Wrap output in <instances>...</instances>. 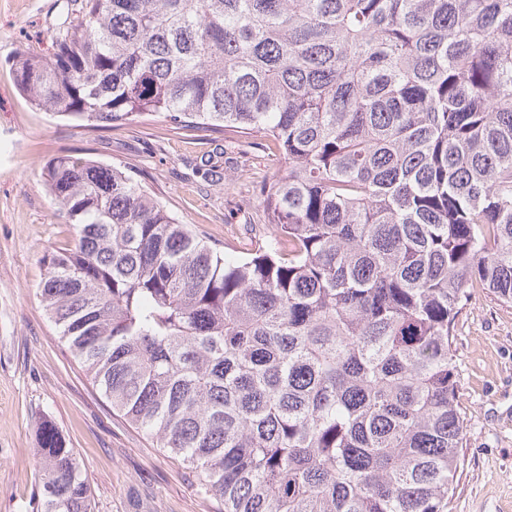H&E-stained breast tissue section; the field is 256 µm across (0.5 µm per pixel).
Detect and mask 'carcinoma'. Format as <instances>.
I'll use <instances>...</instances> for the list:
<instances>
[{
    "mask_svg": "<svg viewBox=\"0 0 512 512\" xmlns=\"http://www.w3.org/2000/svg\"><path fill=\"white\" fill-rule=\"evenodd\" d=\"M17 87L93 130L262 140L272 228L229 258L116 166L51 158L40 296L112 410L224 512H448L455 316L512 304V0H82ZM32 512H91L50 419Z\"/></svg>",
    "mask_w": 512,
    "mask_h": 512,
    "instance_id": "1",
    "label": "carcinoma"
}]
</instances>
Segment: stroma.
Returning a JSON list of instances; mask_svg holds the SVG:
<instances>
[{
  "label": "stroma",
  "mask_w": 512,
  "mask_h": 512,
  "mask_svg": "<svg viewBox=\"0 0 512 512\" xmlns=\"http://www.w3.org/2000/svg\"><path fill=\"white\" fill-rule=\"evenodd\" d=\"M65 0H0V512H31L39 476L37 429L51 418L75 448L93 512H222L193 470L113 412L58 338L39 297L46 250L73 229L52 204L47 161L74 154L133 168L166 208L209 243L239 256L271 227L254 182L279 158L203 132H174L164 118L94 131L36 111L15 84L11 56L41 55L67 16ZM222 173L212 183L208 170ZM453 344L466 425L464 463L448 512H512V305L473 289Z\"/></svg>",
  "instance_id": "stroma-1"
}]
</instances>
